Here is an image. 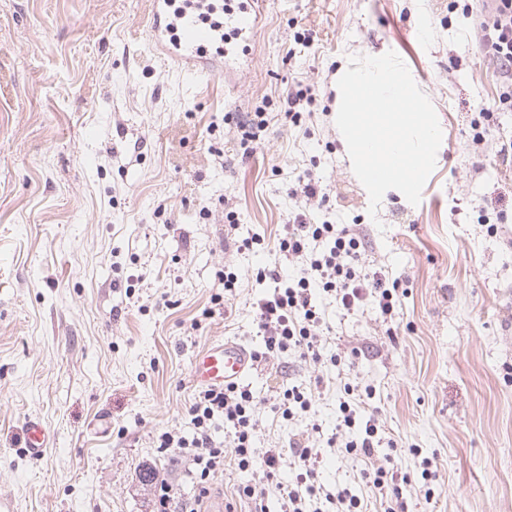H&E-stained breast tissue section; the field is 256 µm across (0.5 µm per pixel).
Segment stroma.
Returning a JSON list of instances; mask_svg holds the SVG:
<instances>
[{
	"mask_svg": "<svg viewBox=\"0 0 512 512\" xmlns=\"http://www.w3.org/2000/svg\"><path fill=\"white\" fill-rule=\"evenodd\" d=\"M468 2L469 17L452 0H263L246 51L197 80L152 51L150 0H0V495L16 512H151L148 474L191 495L187 462L158 456L153 438L190 435L196 352L258 344L269 286L252 271L279 257L240 243H273L299 214L355 229L367 272L398 283L399 302L386 321L372 302L344 316L318 296L325 354L361 355L346 375L287 355L259 363L257 451L311 433L273 411L283 387L323 378L314 418L328 438L344 384L368 385L401 446L394 465L413 477L407 512H512V161L499 153L512 112L474 141L498 70L480 47L484 0ZM389 51L442 142L419 204L390 190L372 216L335 124L336 74ZM299 85L312 99L295 125ZM250 112L267 126L248 155ZM307 173L328 204L297 194ZM226 266L236 294L202 319ZM30 419L51 434L40 458L25 450ZM363 467L320 451L327 490L361 493Z\"/></svg>",
	"mask_w": 512,
	"mask_h": 512,
	"instance_id": "35a3bbf8",
	"label": "stroma"
}]
</instances>
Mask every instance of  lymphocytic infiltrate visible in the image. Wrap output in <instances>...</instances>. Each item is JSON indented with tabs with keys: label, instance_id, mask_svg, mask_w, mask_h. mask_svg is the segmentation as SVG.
<instances>
[{
	"label": "lymphocytic infiltrate",
	"instance_id": "lymphocytic-infiltrate-1",
	"mask_svg": "<svg viewBox=\"0 0 512 512\" xmlns=\"http://www.w3.org/2000/svg\"><path fill=\"white\" fill-rule=\"evenodd\" d=\"M481 46L499 70L496 111H512V0H492V7L479 24ZM286 267H264L257 271L259 281H271L273 291L259 298L256 308V335L260 346L255 361L291 354L316 364H350L354 354L324 356L319 336L322 317L315 302L316 292L334 297L344 314H351L366 299H374L380 316L394 315L398 297L381 276L363 271L365 246L356 233L335 225L299 221L287 224L275 244ZM318 384L302 383L279 392L273 409L282 419L310 415ZM345 396L338 405L336 432L327 447L342 448L345 455L367 461L360 477L369 495L360 497L350 489H338L324 496L318 479L319 453L314 446L290 442L288 449L271 448L256 453L255 437L259 422L255 416L256 396L250 385L237 382L225 386L199 388L189 407L193 424L191 437L166 430L155 437L157 453L188 461L187 477L194 493L183 512H202L216 480L227 464L239 471L261 473L262 483L240 484L235 496L254 501L256 512H263L267 487H274L281 512H322L320 502L329 499L336 512H368L367 499L378 502L381 512H405L403 488L410 485L409 474L390 466L375 464L378 448H396L395 440L385 439L376 415H364L360 407L371 398V387L345 384ZM224 438H217V431ZM293 457V477L280 481L285 455Z\"/></svg>",
	"mask_w": 512,
	"mask_h": 512
}]
</instances>
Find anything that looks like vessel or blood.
<instances>
[{"instance_id": "1", "label": "vessel or blood", "mask_w": 512, "mask_h": 512, "mask_svg": "<svg viewBox=\"0 0 512 512\" xmlns=\"http://www.w3.org/2000/svg\"><path fill=\"white\" fill-rule=\"evenodd\" d=\"M151 40L164 58L180 63L187 73L204 78L212 67L204 60L208 52L224 45L225 30L238 37L252 34L258 20V0H240L236 11L226 12L219 0H153ZM256 367L252 353L233 340L212 343L192 363L191 377L198 385L235 383ZM26 451L43 456L51 435L38 420L25 423Z\"/></svg>"}]
</instances>
